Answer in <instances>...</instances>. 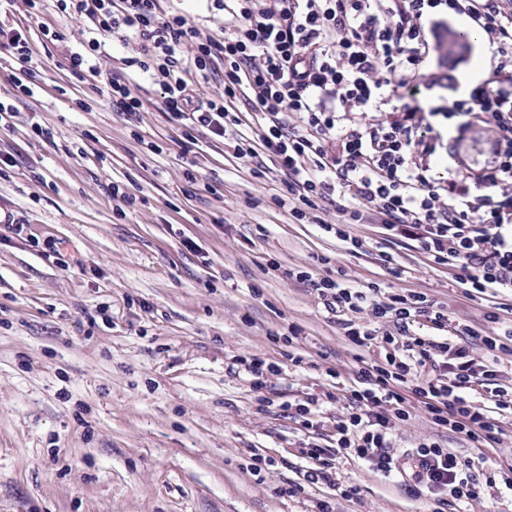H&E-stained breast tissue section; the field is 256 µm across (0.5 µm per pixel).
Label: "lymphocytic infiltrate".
<instances>
[{
    "label": "lymphocytic infiltrate",
    "instance_id": "lymphocytic-infiltrate-1",
    "mask_svg": "<svg viewBox=\"0 0 512 512\" xmlns=\"http://www.w3.org/2000/svg\"><path fill=\"white\" fill-rule=\"evenodd\" d=\"M225 12L222 37L200 38L183 15L161 0H56L60 13L87 18L89 35L69 55L76 79L97 74L105 37L127 50L108 71L101 95L122 111L142 110L124 72L148 73L160 105L178 125L233 138L237 156L259 176L288 180L279 205L295 220L334 205L339 222L326 233L349 252L363 247L353 224L376 222L387 238L414 241L420 253L456 269L457 281L482 293L512 298V14L500 0H213ZM466 16L486 37L499 63L489 79L446 107H422L421 67L430 55L424 26L439 10ZM224 91L195 96L193 85L216 68ZM244 105H237V98ZM392 105L384 123L360 126L356 113ZM254 114L253 141L239 135ZM462 115L492 125L495 160L474 173L441 178L432 159L438 139L430 119ZM479 192H472V185ZM288 279L310 283L341 334L354 346L383 348L380 359L360 361L345 413L335 426L336 452L302 444L306 482H332L337 457L366 465L383 478L401 476L408 491L429 496L433 512H459L480 499L483 457L462 458L437 441L419 443L398 465L389 451L396 423L412 411L405 392L420 400L437 426L464 435L476 447L499 443L501 431L487 402L512 410L500 363L512 353V324L490 315L491 332L423 294L360 288L340 278L292 269ZM486 358H476L474 343Z\"/></svg>",
    "mask_w": 512,
    "mask_h": 512
}]
</instances>
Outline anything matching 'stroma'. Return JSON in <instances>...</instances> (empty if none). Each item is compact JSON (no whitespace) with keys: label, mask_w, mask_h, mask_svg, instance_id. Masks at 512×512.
Returning <instances> with one entry per match:
<instances>
[{"label":"stroma","mask_w":512,"mask_h":512,"mask_svg":"<svg viewBox=\"0 0 512 512\" xmlns=\"http://www.w3.org/2000/svg\"><path fill=\"white\" fill-rule=\"evenodd\" d=\"M26 28L35 47L34 96L16 101L0 131V512H429L431 502L368 467L337 460L334 483L360 485L359 499L337 497L334 484L303 480L302 440L334 449L342 403L324 401L353 384L358 348L341 335L305 283L288 268L340 273L351 284L421 292L477 330L502 301L493 290L465 293L453 270L404 243L391 252L404 266L393 277L377 259L376 224L350 228L365 250L347 252L322 231L338 219L334 206L315 224L296 223L273 201L281 174L258 178L232 144L202 131L186 137L157 107L160 90L139 71L126 74L145 111L128 114L99 104V80L68 70L89 23L57 13L47 0L30 18L24 0H0V25ZM433 51L421 71L430 104L453 99L477 58L496 59L485 39L448 61L438 45L446 29L468 28L438 13L425 22ZM64 34L49 42L43 29ZM49 127L44 140L34 124ZM441 148L436 175L456 171L446 147L462 148L475 133L466 117L433 121ZM123 183L135 207L113 199ZM194 248H186L185 240ZM58 243L65 255L49 251ZM297 325L304 365L286 364L278 335ZM280 363L254 390L239 357ZM309 394L323 401L321 426L303 429L284 402ZM486 449L484 468L497 480L512 460V412ZM432 439L458 456L474 452L466 437L433 424L421 409L392 431L390 452ZM269 460L260 474L251 453ZM295 484L294 496L281 495ZM465 512H512V488L465 504Z\"/></svg>","instance_id":"1"}]
</instances>
